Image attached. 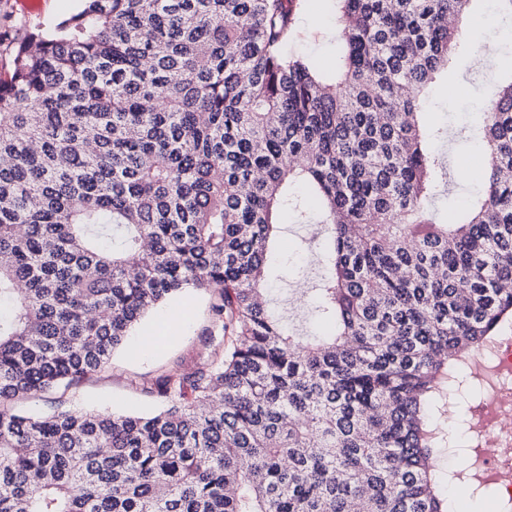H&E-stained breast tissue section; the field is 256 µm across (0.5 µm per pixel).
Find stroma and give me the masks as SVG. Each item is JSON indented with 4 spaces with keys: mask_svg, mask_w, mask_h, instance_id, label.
Returning <instances> with one entry per match:
<instances>
[{
    "mask_svg": "<svg viewBox=\"0 0 512 512\" xmlns=\"http://www.w3.org/2000/svg\"><path fill=\"white\" fill-rule=\"evenodd\" d=\"M76 0H40L36 12L25 13L18 0H0V37L22 36L36 24H51L70 13ZM296 34L288 44L291 54L303 57L315 70L334 72L342 56L333 0H304L297 14ZM480 83L469 81L466 68L450 72L435 84L425 105L424 121L449 130L477 125L487 106L486 89L500 74L512 69V54L507 50L486 61ZM480 142L460 147L444 141L437 150L448 168L451 194L439 197L435 208L447 214L449 207L464 208L482 190L479 176L466 163ZM280 221V251L277 256L278 281L271 287L270 302L289 328L301 336H314L322 328L310 293L321 272L319 240L314 239L315 224L297 222L294 211L283 210ZM211 294L190 290L171 303L150 313L129 337L125 349L116 352L109 365L65 391L54 390L39 398L22 402L30 412L49 414L57 406L90 411L148 414L160 406L150 394L152 381L173 367L190 368L205 360L201 338L210 326Z\"/></svg>",
    "mask_w": 512,
    "mask_h": 512,
    "instance_id": "stroma-1",
    "label": "stroma"
}]
</instances>
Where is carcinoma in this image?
<instances>
[{"label":"carcinoma","instance_id":"cac0c4a2","mask_svg":"<svg viewBox=\"0 0 512 512\" xmlns=\"http://www.w3.org/2000/svg\"><path fill=\"white\" fill-rule=\"evenodd\" d=\"M78 2L0 50V512H448L440 392L512 320V76L453 134L485 161L451 221L418 120L476 0H336L333 81L287 53L301 0ZM282 207L324 233L308 339L263 301ZM186 289L222 344L159 412L14 409Z\"/></svg>","mask_w":512,"mask_h":512}]
</instances>
